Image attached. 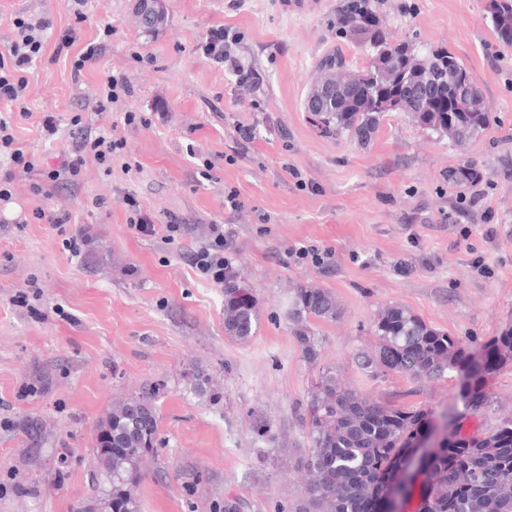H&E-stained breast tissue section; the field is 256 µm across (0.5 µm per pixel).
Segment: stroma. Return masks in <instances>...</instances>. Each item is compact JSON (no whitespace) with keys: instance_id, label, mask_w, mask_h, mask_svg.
Returning <instances> with one entry per match:
<instances>
[{"instance_id":"35a3bbf8","label":"stroma","mask_w":512,"mask_h":512,"mask_svg":"<svg viewBox=\"0 0 512 512\" xmlns=\"http://www.w3.org/2000/svg\"><path fill=\"white\" fill-rule=\"evenodd\" d=\"M344 0H166L155 34L137 25L135 0H87L76 22L66 0H0V50L18 16L51 22L12 105L16 136L38 168L0 202V512H76L94 494L97 426L118 403L156 384L161 439L137 492L142 512H278L305 491L310 446L304 418L320 374L368 400L421 407L482 435L512 417V364L486 378L491 407L464 410L461 379H374L357 362L373 352L377 310L409 308L456 336L468 354L512 326V47L502 45L485 0H379L388 39H417L463 63L492 120L471 145L388 112L368 144L321 136L305 98L316 62L337 49L353 70L369 58L336 37ZM111 37H104V28ZM74 30L69 51L59 37ZM260 76L244 92L204 51L211 30ZM100 52L83 70L88 45ZM123 75L133 90L96 109L100 84ZM54 113V140L41 133ZM139 115L128 124L125 113ZM125 141L111 171L88 164L80 184L36 195L31 185L73 146L70 119ZM149 125H142V118ZM475 162L478 184H449V169ZM211 168H204V161ZM242 202L224 204L229 192ZM155 224L178 218L175 240L127 225L126 196ZM105 200L94 207L95 197ZM66 211L67 233L87 240L73 256L66 235L35 210ZM28 216L17 224L18 216ZM224 227V255L253 288L259 326L241 341L224 332V288L202 279L188 253ZM333 254L320 266L302 246ZM335 294V320L315 324L319 355L308 362L288 317L297 288ZM206 368L212 394L187 382ZM40 434L30 440L28 423ZM268 435L256 443L255 426Z\"/></svg>"}]
</instances>
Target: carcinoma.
<instances>
[{
    "label": "carcinoma",
    "mask_w": 512,
    "mask_h": 512,
    "mask_svg": "<svg viewBox=\"0 0 512 512\" xmlns=\"http://www.w3.org/2000/svg\"><path fill=\"white\" fill-rule=\"evenodd\" d=\"M378 0H346L336 14V35L354 40L370 56L368 68L354 74L367 89L361 102L336 80L349 76L344 55L332 51L321 57L316 69L322 81L335 89L334 98L322 103L316 128L326 137L351 135L369 142L362 131L375 132L386 112L383 97L388 93L385 79L376 67L389 64L410 74L416 84L402 89V111L416 124L448 137L470 143L490 123L482 107L481 94L454 56L444 50L407 44L406 53L394 49L377 16ZM497 37L512 44V0H499L496 10L487 11ZM483 178L475 163L463 160L449 170L448 180L460 188L476 185ZM334 295L324 288L297 290L288 316L297 325L304 357L315 361L318 344L310 322L336 318ZM258 322V298L253 289L228 267L224 276V332L247 340ZM378 343L371 355L358 361L374 378L397 373L412 380L441 379L450 371L464 372L471 357L456 337L428 325L411 310L391 305L374 321ZM512 363V327L487 345L482 374H491ZM195 391L209 392L211 375L191 370ZM480 379L461 386L458 397L463 406L491 405L481 391ZM162 387L154 386L115 406L102 426L112 437V456L99 457L95 471L96 498L112 500L117 512H141L137 486L146 459L157 454L160 444L156 402ZM310 448L301 461L308 474L303 499L294 512H360L367 499H377L383 481L396 475L405 464V449L418 435L428 432L423 410L371 402L353 390L340 387L336 379L322 376L313 383L306 404ZM470 472L469 485L460 489L450 474ZM431 480L421 486L420 512H512V496L502 485L512 479V418L501 420L480 442L455 432L441 442L422 464Z\"/></svg>",
    "instance_id": "1"
}]
</instances>
